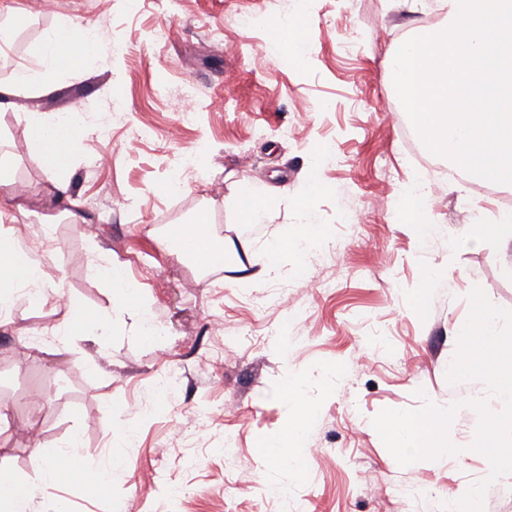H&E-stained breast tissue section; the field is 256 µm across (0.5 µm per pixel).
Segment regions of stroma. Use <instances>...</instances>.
Returning <instances> with one entry per match:
<instances>
[{
	"mask_svg": "<svg viewBox=\"0 0 512 512\" xmlns=\"http://www.w3.org/2000/svg\"><path fill=\"white\" fill-rule=\"evenodd\" d=\"M301 10L312 23L310 55L252 69V57L273 40L274 21ZM242 14L255 16V26L236 27ZM17 20L26 26L18 62L66 21L96 26L108 42L42 93L0 73V153L14 183L35 190L19 194L0 242L38 261L48 283L37 305L17 306L0 326V401L9 408L1 471L33 475L76 425L80 456L39 490V507L61 500L69 512H447L484 479L485 458L470 448L478 417L465 402L485 387L449 384L446 373L473 288L512 310V228L489 224L479 243L465 240L463 179L443 184L431 210L437 231L424 245L411 224L373 205L381 193L396 200L427 170L448 171L435 157L420 167L418 148L377 110L393 98L388 57L411 29L428 26L425 12L395 9L392 0H58L48 16ZM159 84L168 96L155 95ZM187 94L196 110L174 141L168 131ZM243 101L249 109H240ZM70 110L85 112L91 125L78 135L62 201L24 115ZM324 141L337 156L321 171L331 190L309 206L337 250L336 265L321 269L315 246L303 260L283 256L277 275H268L267 244L299 224L294 201L310 150ZM103 152L111 156L106 167L97 162ZM199 152L206 180L188 178L178 194L166 192L184 157ZM246 183L277 188L279 204L244 250ZM73 205L85 223H71ZM353 209L363 223H349ZM201 214L226 252L222 269L168 243ZM106 262L123 267L165 333L135 336L113 319L102 344L75 336L60 345L53 332L69 316L68 301L90 318L111 317L116 295L92 271ZM432 269L450 273L433 289L425 281ZM316 279L323 287H313ZM212 322L223 331H210ZM38 325L50 339L26 346ZM283 328L295 339L286 350L276 336ZM334 364L341 377L323 373ZM291 367L305 372L302 398L315 413L300 483L264 448L288 417L281 382ZM172 371L180 384L158 390V377ZM427 400L457 405L449 438L460 451L399 466L371 420ZM176 421L191 424L186 439L170 434ZM113 430L134 438L113 444ZM228 447L239 460L234 471L224 465ZM116 457L123 469L100 485L97 471Z\"/></svg>",
	"mask_w": 512,
	"mask_h": 512,
	"instance_id": "stroma-1",
	"label": "stroma"
}]
</instances>
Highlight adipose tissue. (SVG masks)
<instances>
[{
  "instance_id": "adipose-tissue-1",
  "label": "adipose tissue",
  "mask_w": 512,
  "mask_h": 512,
  "mask_svg": "<svg viewBox=\"0 0 512 512\" xmlns=\"http://www.w3.org/2000/svg\"><path fill=\"white\" fill-rule=\"evenodd\" d=\"M278 37L269 48L270 58L291 55L303 59L312 50L306 36L308 22L302 15H287L276 21ZM105 40L92 26L63 23L47 30L29 64L13 70L15 84L39 87L46 85L52 75L98 52ZM37 144L45 176L54 184H61L76 148V136L82 128L78 115L60 119L39 112L25 115ZM432 195L421 178L405 185L398 199V209L407 223L413 224L421 240H429L434 227L428 219ZM0 270L10 274L8 283L0 284V318L8 319L19 303H37L34 289L43 287L44 272L40 264L22 253L15 245L0 244ZM303 373L289 372L283 386L288 391L291 410L280 437L269 443L270 454L287 458L288 468L296 478H304L305 464L299 457L298 436L307 431L314 412L305 406L301 390ZM81 447L79 432H72L65 447L51 455L34 475L20 479L21 490L11 497L0 498V512H37L36 496L39 489L54 485L60 475L62 463L76 459Z\"/></svg>"
}]
</instances>
